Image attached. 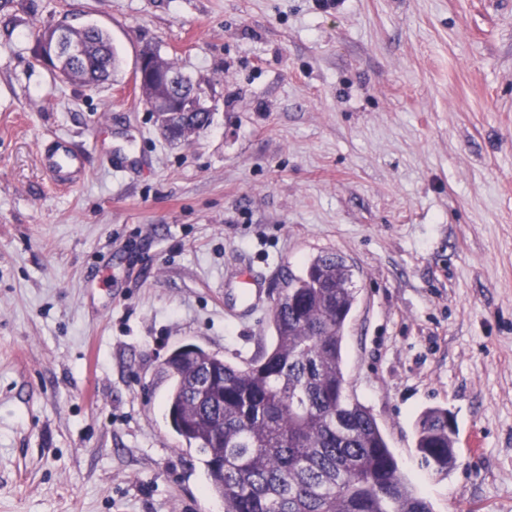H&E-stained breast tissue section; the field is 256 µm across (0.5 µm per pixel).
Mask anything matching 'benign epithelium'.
<instances>
[{"instance_id": "1", "label": "benign epithelium", "mask_w": 512, "mask_h": 512, "mask_svg": "<svg viewBox=\"0 0 512 512\" xmlns=\"http://www.w3.org/2000/svg\"><path fill=\"white\" fill-rule=\"evenodd\" d=\"M68 30L65 25H57L52 28L54 34L46 37L44 41L45 52L41 54L40 61L46 65H51V61L64 52L75 51V48L67 45L63 41V35ZM158 57L156 52L146 48L138 58L136 66V84L139 92H144L142 78L145 72L156 68ZM184 82V76L177 70L168 71L165 75V86L156 88L149 95L143 96V100L148 105L150 112L155 117L156 123L161 132L169 139L180 140L188 135L184 130L185 123L182 117L191 115L195 112H206L208 108L204 105L203 92L201 89L188 97L173 98L170 91L180 89Z\"/></svg>"}]
</instances>
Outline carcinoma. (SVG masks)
Returning a JSON list of instances; mask_svg holds the SVG:
<instances>
[{
  "label": "carcinoma",
  "instance_id": "cac0c4a2",
  "mask_svg": "<svg viewBox=\"0 0 512 512\" xmlns=\"http://www.w3.org/2000/svg\"><path fill=\"white\" fill-rule=\"evenodd\" d=\"M82 55L58 57L65 80L98 85L119 65L110 35L68 30ZM356 300L353 271L319 254L272 311L270 349L241 365L187 345L165 360L166 409L187 448L203 457L224 512H433L400 475L373 414L345 390L342 341ZM426 468L457 463L448 410L417 421Z\"/></svg>",
  "mask_w": 512,
  "mask_h": 512
}]
</instances>
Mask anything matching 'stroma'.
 <instances>
[{"label": "stroma", "mask_w": 512, "mask_h": 512, "mask_svg": "<svg viewBox=\"0 0 512 512\" xmlns=\"http://www.w3.org/2000/svg\"><path fill=\"white\" fill-rule=\"evenodd\" d=\"M60 23L110 33L112 80L39 61ZM146 47L207 127L161 136ZM56 136L78 186L40 166ZM327 252L357 289L347 393L402 476L433 512H512V0H0V512H224L163 363L258 357ZM429 408L454 420L445 474L416 451ZM244 266L246 269L242 272L241 281H236V287L239 288V297L245 304L251 305L256 297L257 288H262L263 277L252 267Z\"/></svg>", "instance_id": "35a3bbf8"}]
</instances>
